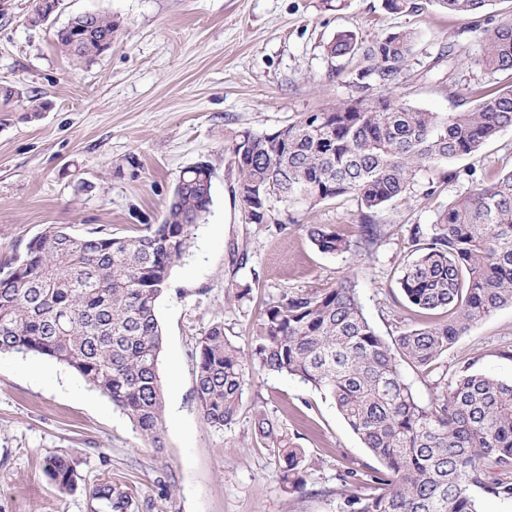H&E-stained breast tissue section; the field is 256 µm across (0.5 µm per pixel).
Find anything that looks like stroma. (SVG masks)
Instances as JSON below:
<instances>
[{
  "instance_id": "35a3bbf8",
  "label": "stroma",
  "mask_w": 512,
  "mask_h": 512,
  "mask_svg": "<svg viewBox=\"0 0 512 512\" xmlns=\"http://www.w3.org/2000/svg\"><path fill=\"white\" fill-rule=\"evenodd\" d=\"M34 6L0 0V86L24 95L0 99V270L50 224L74 234H139L160 221L181 171L199 161L213 169V203L157 301L162 450L67 366L0 353V512H107L92 494L105 480L130 494L128 512H340L339 474L379 462L334 402L297 379L256 375L235 420L213 427L195 398L198 341L219 323L247 347L282 295L329 288L345 276L381 336L445 320L439 311H415L398 288L409 230L433 224L486 172L511 168L512 129L475 155L422 172L410 198L374 214L385 234L371 251L356 246L339 255L319 252L306 227L333 226L356 244V200L300 210L284 232L243 223L231 193L232 147L242 131L271 132L355 95L351 64L325 51L342 29L368 38L417 31L413 59L392 90L415 108L463 109L468 88L498 89L512 78L472 67L449 83L439 56L481 53L470 21L433 8L396 15L382 0H348L341 11L321 0H61L41 25L29 21ZM84 12L111 16L117 28L111 49L78 67L54 32ZM29 96L41 111L27 109ZM442 170L456 180L440 183ZM508 345L512 307L471 326L438 364L453 370L472 358L477 371L510 382L512 359L499 354ZM261 411L313 459L303 489L284 482L277 456L256 438ZM56 453L74 463L72 491H60L43 471L44 457Z\"/></svg>"
}]
</instances>
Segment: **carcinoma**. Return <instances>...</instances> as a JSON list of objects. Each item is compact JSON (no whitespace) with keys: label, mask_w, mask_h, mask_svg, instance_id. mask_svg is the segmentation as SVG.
<instances>
[{"label":"carcinoma","mask_w":512,"mask_h":512,"mask_svg":"<svg viewBox=\"0 0 512 512\" xmlns=\"http://www.w3.org/2000/svg\"><path fill=\"white\" fill-rule=\"evenodd\" d=\"M489 0H384L395 14L428 7L463 20L476 18ZM482 54L448 58V79L462 67L512 75V22L480 29ZM115 24L98 13L79 14L56 31L59 50L89 64L112 47ZM416 32L400 28L366 39L342 30L327 43L332 58L357 62L354 86L366 99L328 112H305L287 125L286 138L249 130L233 146L237 188L292 206L254 213L253 224L281 231L296 223L300 207L351 197L361 211L360 243L384 236L372 214L407 197L418 177L442 161L481 150L512 127V85L470 89L473 105L431 112L373 93L396 83L415 51ZM209 172L183 171L158 224L136 236L102 229L81 235L50 225L31 239L0 276V352L49 357L78 372L123 410L140 434L160 447L164 396L158 373L162 328L156 304L173 267L188 253L192 228L210 210ZM325 254L352 250L351 241L323 224L307 225ZM413 245L398 285L419 312L443 310L448 319L410 327L386 339L365 316L355 283L286 294L267 308L241 350L216 323L198 343L196 397L209 424L234 421L253 373L298 378L331 399L351 430L378 459L371 473L347 471L340 512H480L472 490L512 498V381L473 370L465 362L428 404L416 396L403 365L428 373L471 325L512 307V169L493 172L440 210L427 230L410 228ZM255 434L283 463L284 481L302 489L312 469L305 449L284 439L265 415ZM62 491L74 486V466L63 455L43 460ZM355 483L379 494L351 492ZM93 496L109 512H127L129 496L110 481Z\"/></svg>","instance_id":"obj_1"}]
</instances>
